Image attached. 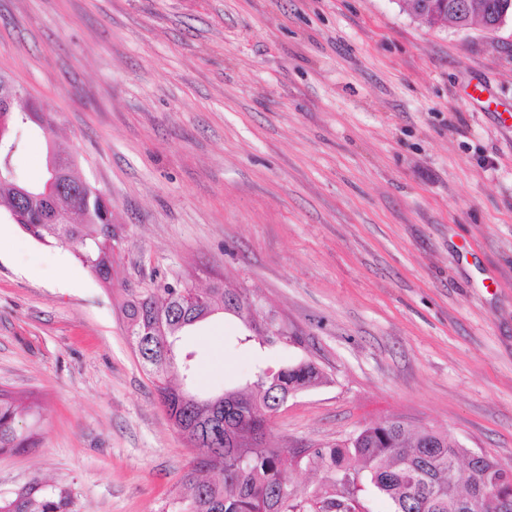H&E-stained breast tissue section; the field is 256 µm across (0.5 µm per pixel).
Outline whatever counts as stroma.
<instances>
[{
  "mask_svg": "<svg viewBox=\"0 0 512 512\" xmlns=\"http://www.w3.org/2000/svg\"><path fill=\"white\" fill-rule=\"evenodd\" d=\"M54 114L48 144L112 199V288L63 284L69 249L0 218V388L37 395L39 443L0 454V497L175 512L195 455L117 298L223 276L301 344L218 315L183 336L201 389L256 362L330 378L271 437L298 448L392 417L512 465V25L432 28L401 0H0V72Z\"/></svg>",
  "mask_w": 512,
  "mask_h": 512,
  "instance_id": "obj_1",
  "label": "stroma"
}]
</instances>
